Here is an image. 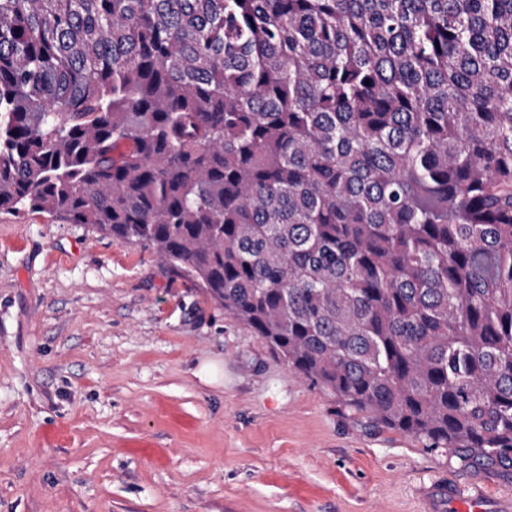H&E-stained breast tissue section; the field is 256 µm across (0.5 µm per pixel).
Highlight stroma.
I'll list each match as a JSON object with an SVG mask.
<instances>
[{
	"label": "stroma",
	"instance_id": "stroma-1",
	"mask_svg": "<svg viewBox=\"0 0 512 512\" xmlns=\"http://www.w3.org/2000/svg\"><path fill=\"white\" fill-rule=\"evenodd\" d=\"M498 512L512 469L368 424L159 261L0 213V512Z\"/></svg>",
	"mask_w": 512,
	"mask_h": 512
}]
</instances>
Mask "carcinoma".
<instances>
[{
	"label": "carcinoma",
	"instance_id": "carcinoma-1",
	"mask_svg": "<svg viewBox=\"0 0 512 512\" xmlns=\"http://www.w3.org/2000/svg\"><path fill=\"white\" fill-rule=\"evenodd\" d=\"M0 212L148 245L344 408L512 464V0H0Z\"/></svg>",
	"mask_w": 512,
	"mask_h": 512
}]
</instances>
